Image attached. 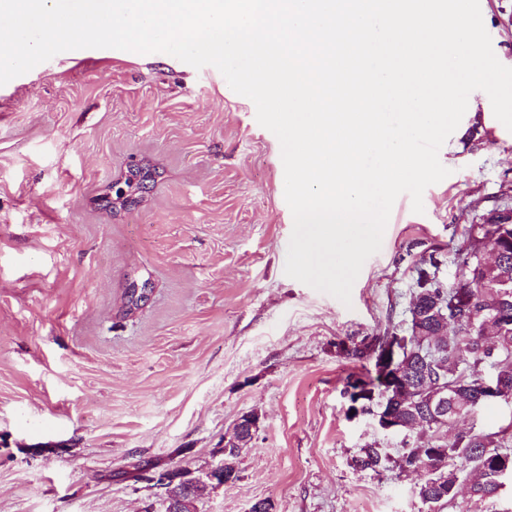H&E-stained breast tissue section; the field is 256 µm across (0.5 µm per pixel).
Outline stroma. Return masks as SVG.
Returning <instances> with one entry per match:
<instances>
[{"mask_svg":"<svg viewBox=\"0 0 512 512\" xmlns=\"http://www.w3.org/2000/svg\"><path fill=\"white\" fill-rule=\"evenodd\" d=\"M512 67V0H480ZM460 161L397 198L350 304L288 277L278 138L213 66L94 49L0 86V512H162L145 469L202 474L256 414L237 481L194 512H428L417 475L355 468L402 438L350 417L361 346L405 323L421 256H454L512 208V146L474 128ZM156 170L128 208L132 165ZM149 299L124 307L131 280ZM388 461L387 455L383 453L381 448H361L360 453L354 459L355 467L362 471L370 470L379 473L386 468Z\"/></svg>","mask_w":512,"mask_h":512,"instance_id":"obj_1","label":"stroma"}]
</instances>
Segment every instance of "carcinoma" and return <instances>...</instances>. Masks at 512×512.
Here are the masks:
<instances>
[{
	"label": "carcinoma",
	"instance_id": "carcinoma-1",
	"mask_svg": "<svg viewBox=\"0 0 512 512\" xmlns=\"http://www.w3.org/2000/svg\"><path fill=\"white\" fill-rule=\"evenodd\" d=\"M444 255L435 252L421 259L411 304L416 312L405 328L393 327L373 337L380 346L391 340L401 352L409 391H388L379 378H348L344 393L352 404L371 411L372 397L386 400L398 411L402 429L411 432L420 424L431 426L430 405L448 388V413L457 417L482 409L484 397L479 367L495 368L504 391L499 400L512 401V287L487 288L501 276L512 280V223L476 224L469 246L457 253V265L467 268L457 287L448 290L428 269H438ZM387 455L380 448L360 449L355 467L378 473L386 468ZM399 468L417 473L415 492L430 508L455 497L461 482L475 478L470 495L478 500L497 496L502 471L512 472V450L505 436L473 430L457 433L447 441L429 439L424 446L403 442Z\"/></svg>",
	"mask_w": 512,
	"mask_h": 512
}]
</instances>
